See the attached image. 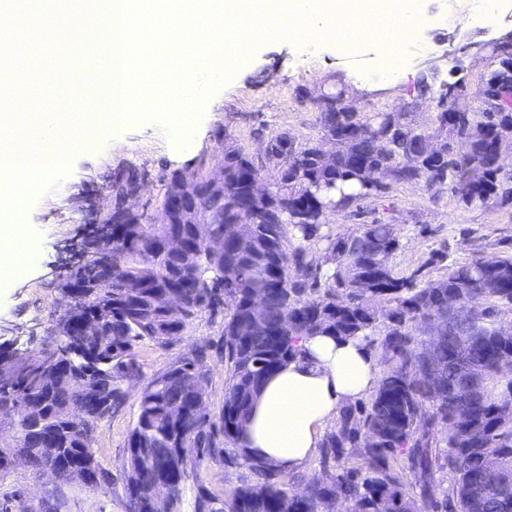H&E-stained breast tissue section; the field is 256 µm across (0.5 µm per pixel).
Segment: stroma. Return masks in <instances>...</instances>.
<instances>
[{
    "label": "stroma",
    "instance_id": "stroma-1",
    "mask_svg": "<svg viewBox=\"0 0 512 512\" xmlns=\"http://www.w3.org/2000/svg\"><path fill=\"white\" fill-rule=\"evenodd\" d=\"M478 0H427L421 33L402 49L405 79L397 84L380 80L383 62L378 47L358 44L345 48L327 41L309 47L292 40H269L248 51L239 69L201 104V117L191 135L170 140L154 113L132 122L115 134L101 136L91 152L75 153L69 173L26 205L22 222L37 247V256L21 275L0 285V339L38 354L54 340L69 300L66 289L82 259L86 244L104 227L98 213L106 207L103 183L130 167L141 171L146 187L135 203L137 212L153 218L164 192V179L174 171L214 172L220 162L218 146L230 141L254 162L264 159L265 144L286 132L296 147L325 141L320 124V94L342 92L345 105L363 111L392 112L411 128L431 132L436 127L440 88L456 84L459 97L449 108L478 111L480 99L471 94L496 61L486 44L512 31V0H501L495 19H477ZM455 35L456 54L442 58L440 41ZM107 57L84 54L72 61L67 84L76 99L95 102L105 84ZM95 72L98 82L87 81ZM431 88L422 91L421 78ZM332 233L356 232L361 225H395L400 248L392 259L398 276L427 266L430 278L446 276L451 265L474 257L512 254V205L489 202L465 207L449 184L422 181L394 182L386 194L356 201L330 212ZM444 254L430 264L433 254ZM223 312L205 310L189 319L179 339L168 344L144 340L135 346L140 367L136 378L124 382L123 406L97 422L92 448L99 466L112 475L109 485L88 492L80 484L69 490L70 512H128L123 472L129 436L139 414V393L155 375L174 363L204 350L202 369L207 375L206 412L218 419L224 405L228 370L222 348ZM248 470L224 461L201 465L185 486L179 512H194L199 490L224 498ZM55 491L47 473L18 462L0 475V512H44Z\"/></svg>",
    "mask_w": 512,
    "mask_h": 512
}]
</instances>
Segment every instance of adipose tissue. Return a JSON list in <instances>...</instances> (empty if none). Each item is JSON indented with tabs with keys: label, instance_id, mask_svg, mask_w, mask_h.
I'll return each instance as SVG.
<instances>
[{
	"label": "adipose tissue",
	"instance_id": "1",
	"mask_svg": "<svg viewBox=\"0 0 512 512\" xmlns=\"http://www.w3.org/2000/svg\"><path fill=\"white\" fill-rule=\"evenodd\" d=\"M301 347L302 355L275 371L256 400L240 443L243 464L305 469L342 407L378 386L377 363L362 339L317 334Z\"/></svg>",
	"mask_w": 512,
	"mask_h": 512
}]
</instances>
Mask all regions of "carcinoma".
Returning <instances> with one entry per match:
<instances>
[{"instance_id": "obj_1", "label": "carcinoma", "mask_w": 512, "mask_h": 512, "mask_svg": "<svg viewBox=\"0 0 512 512\" xmlns=\"http://www.w3.org/2000/svg\"><path fill=\"white\" fill-rule=\"evenodd\" d=\"M498 64L486 75L492 89L512 84V46L497 49ZM433 133L396 124L391 112L320 113L324 135L336 139L338 157L322 163L317 146L298 148L275 136L267 147L280 168L270 195L251 186L267 178L231 144L224 145V183L210 189L200 172L169 175L196 185V214L169 215L168 224H145L121 208L141 179L135 169L105 186L112 192V233L93 244L98 260L77 267L83 283L80 314L102 321L107 341L90 337L86 351L98 361L89 370L60 343L59 369L40 378L38 399H27L34 379L19 375L0 389V417L14 423L10 448L30 451L37 470L48 460L88 471L94 488L111 482L95 463V424L125 398L123 383L139 373L135 343L166 344L182 336L187 321L232 298L224 319V361L229 381L219 424L209 423L196 403H205L201 354L155 375L139 394V416L129 436L124 471L129 512H146L153 482L167 471L178 481L173 510L181 504L190 474L204 462H238L239 435L265 378L301 354L304 336L363 338L383 367L369 403L342 408L326 434L320 472L305 480L307 497L288 492L286 474L251 466L253 478L224 497V508L204 492L194 512H512V335L498 323L512 315V256L488 266L476 257L431 279L422 269L395 275L400 247L395 225L364 224L354 234L333 236L323 228L329 212L365 197L387 193L390 183L450 180L467 207L490 200L512 202V176L498 162L497 143L512 134V111L474 112L466 119L441 113ZM463 136L469 149L448 154ZM224 217L195 233V217ZM173 230L184 249H168ZM297 244L289 246L290 240ZM322 245V260L311 245ZM265 292L251 306V292ZM182 295L185 315L167 316L164 298ZM441 346L427 355L422 337ZM64 421L49 423L52 444L32 440L26 412Z\"/></svg>"}]
</instances>
